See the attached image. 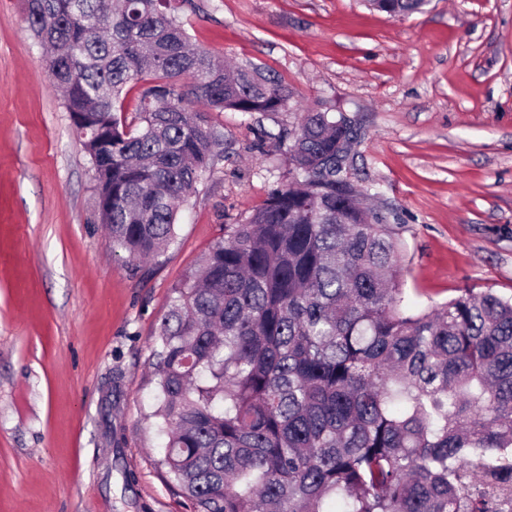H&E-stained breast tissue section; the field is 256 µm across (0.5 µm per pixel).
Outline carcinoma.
<instances>
[{
  "label": "carcinoma",
  "instance_id": "cac0c4a2",
  "mask_svg": "<svg viewBox=\"0 0 512 512\" xmlns=\"http://www.w3.org/2000/svg\"><path fill=\"white\" fill-rule=\"evenodd\" d=\"M370 2L405 16L427 0ZM189 3L23 0L134 272L224 159L208 113L291 100L193 46L175 15ZM356 137L317 110L275 135L288 179L172 288L152 363L158 464L197 512H512V299L406 294L389 216L346 175Z\"/></svg>",
  "mask_w": 512,
  "mask_h": 512
}]
</instances>
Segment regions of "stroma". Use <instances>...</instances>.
<instances>
[{
    "mask_svg": "<svg viewBox=\"0 0 512 512\" xmlns=\"http://www.w3.org/2000/svg\"><path fill=\"white\" fill-rule=\"evenodd\" d=\"M193 44L275 77V115L211 113L226 157L142 275L113 252L96 181L23 20L0 0V512H193L158 461L152 351L172 287L288 170L261 131L344 110L349 179L392 210L422 303L512 297V0H192ZM376 10L386 12L387 7L394 13V16H405L418 12L427 0H369ZM389 2L388 4L384 2Z\"/></svg>",
    "mask_w": 512,
    "mask_h": 512,
    "instance_id": "stroma-1",
    "label": "stroma"
}]
</instances>
